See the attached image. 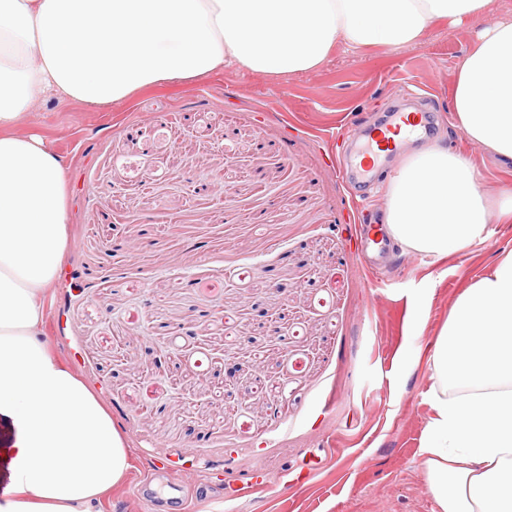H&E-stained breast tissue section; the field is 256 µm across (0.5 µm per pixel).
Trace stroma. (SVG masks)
I'll use <instances>...</instances> for the list:
<instances>
[{
  "instance_id": "obj_1",
  "label": "stroma",
  "mask_w": 512,
  "mask_h": 512,
  "mask_svg": "<svg viewBox=\"0 0 512 512\" xmlns=\"http://www.w3.org/2000/svg\"><path fill=\"white\" fill-rule=\"evenodd\" d=\"M506 15L512 0H491L480 24L440 22L401 48L339 45L299 75L230 65L188 88L103 109L55 102L20 123L68 165L65 277L45 338L128 439L130 469L104 512H173L169 468L186 479V512L207 495L224 512H432L415 455L429 380L404 355L409 305L429 289L433 340L469 279L512 249V223L491 220L486 244L446 260L384 247L376 279L356 252L388 174L439 137L483 194L512 202V170L448 110L461 58ZM399 107L423 112L421 127L360 176L354 116L370 130ZM72 272L84 293L70 290ZM313 457L319 470L289 484ZM256 462L264 489L232 497ZM150 475L148 503L136 487Z\"/></svg>"
}]
</instances>
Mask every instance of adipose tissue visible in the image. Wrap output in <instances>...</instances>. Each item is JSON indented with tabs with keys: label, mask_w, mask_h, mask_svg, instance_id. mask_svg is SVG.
I'll list each match as a JSON object with an SVG mask.
<instances>
[{
	"label": "adipose tissue",
	"mask_w": 512,
	"mask_h": 512,
	"mask_svg": "<svg viewBox=\"0 0 512 512\" xmlns=\"http://www.w3.org/2000/svg\"><path fill=\"white\" fill-rule=\"evenodd\" d=\"M490 0H0V419L12 438L0 512H103L129 468L94 390L42 337L66 249V169L39 134L50 101L107 108L225 66L274 76L319 66L336 43L401 47ZM450 112L475 147L512 161V18L461 59ZM491 201L472 165L434 143L387 180L390 239L437 259L485 244ZM432 414L417 455L432 512H512V249L471 279L427 346Z\"/></svg>",
	"instance_id": "1"
}]
</instances>
